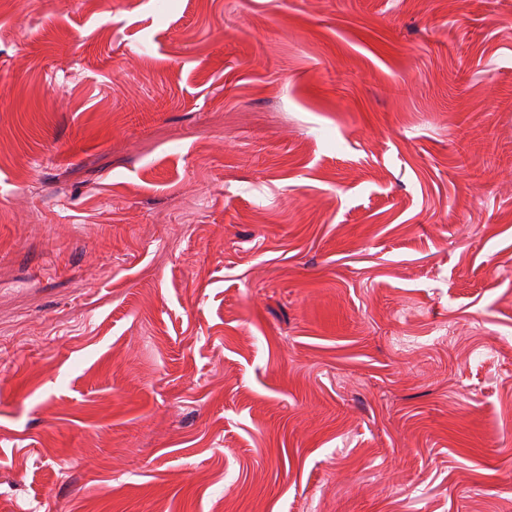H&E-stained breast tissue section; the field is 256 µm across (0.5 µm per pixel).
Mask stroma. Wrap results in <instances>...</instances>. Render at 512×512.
I'll list each match as a JSON object with an SVG mask.
<instances>
[{
  "instance_id": "obj_1",
  "label": "stroma",
  "mask_w": 512,
  "mask_h": 512,
  "mask_svg": "<svg viewBox=\"0 0 512 512\" xmlns=\"http://www.w3.org/2000/svg\"><path fill=\"white\" fill-rule=\"evenodd\" d=\"M0 506L512 512V0H0Z\"/></svg>"
}]
</instances>
